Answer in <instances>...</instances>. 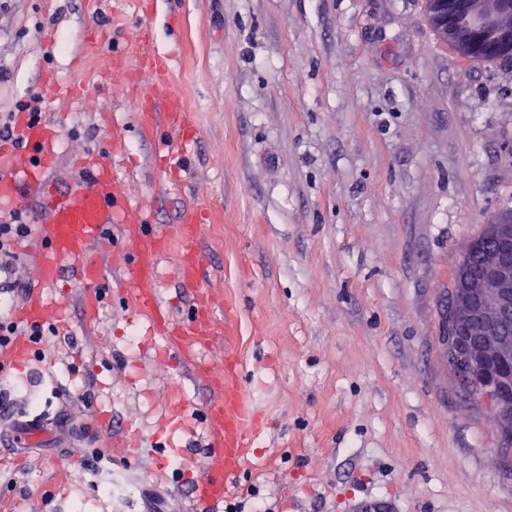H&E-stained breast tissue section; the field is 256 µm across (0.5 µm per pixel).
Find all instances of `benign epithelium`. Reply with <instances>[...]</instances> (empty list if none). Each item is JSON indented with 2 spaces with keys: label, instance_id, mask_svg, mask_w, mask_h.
Here are the masks:
<instances>
[{
  "label": "benign epithelium",
  "instance_id": "7a95c632",
  "mask_svg": "<svg viewBox=\"0 0 512 512\" xmlns=\"http://www.w3.org/2000/svg\"><path fill=\"white\" fill-rule=\"evenodd\" d=\"M430 19L466 55L512 53V0H429ZM512 209L469 245L448 283L443 336L448 364L468 396L492 410L512 436Z\"/></svg>",
  "mask_w": 512,
  "mask_h": 512
}]
</instances>
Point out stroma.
Here are the masks:
<instances>
[{"label": "stroma", "mask_w": 512, "mask_h": 512, "mask_svg": "<svg viewBox=\"0 0 512 512\" xmlns=\"http://www.w3.org/2000/svg\"><path fill=\"white\" fill-rule=\"evenodd\" d=\"M154 53L194 123L180 190L136 125L131 76ZM22 104L63 126L61 190L90 155L113 160L157 229L203 210L201 286L219 300L206 359L239 360L268 423L229 496L242 512H512V447L439 340L451 270L512 208V62L460 57L425 0H0V113ZM68 286L70 319L31 366L0 356L9 419L49 432L33 461H0V498L11 512H225L153 485L149 458L113 464L124 424L151 444L173 391L195 421L208 392L158 367L113 281L92 326ZM61 454L58 493L44 463Z\"/></svg>", "instance_id": "35a3bbf8"}]
</instances>
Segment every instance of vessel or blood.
<instances>
[{
  "instance_id": "obj_1",
  "label": "vessel or blood",
  "mask_w": 512,
  "mask_h": 512,
  "mask_svg": "<svg viewBox=\"0 0 512 512\" xmlns=\"http://www.w3.org/2000/svg\"><path fill=\"white\" fill-rule=\"evenodd\" d=\"M167 67L164 56L154 54L147 58L145 68L152 81L150 104L137 114V124L143 132L153 135L165 127L175 130V140L162 143L166 155L176 146L188 149L192 141L191 121L182 99L168 86ZM16 124L27 148L15 150L0 144V209L23 204V186L41 183L45 172L55 164L62 138L58 124L43 121L32 125L22 112L17 114ZM80 165L88 173L81 185L66 194L51 188L46 191L45 218L37 232L44 245L39 257V278L45 285H54L60 279L64 261L75 262L76 276L86 287L82 300L84 321L90 326L97 323L102 297L96 285L103 270L88 261L87 255L101 241L105 225L121 220L123 239L113 243L112 259L128 271L130 285L122 290L123 304L132 318L146 322L151 331L163 333L165 344L158 350L159 357L191 370L209 393L202 408L210 425L203 452L196 454L186 448L182 439L188 430L185 412L172 409L156 432L153 479L163 480L171 457H179L182 466L177 475L192 487L195 497L205 503L222 504L254 453L260 422L251 399L237 380L236 358L227 357L225 368L219 371L211 370L201 358L217 324L213 298L200 286L198 212L193 206H186L171 228L148 230L131 197L121 188L112 164L85 157ZM172 250L177 253L178 279L190 295L192 314L187 318L163 305L155 291L145 285L156 274L159 259ZM57 313L52 301L32 294L19 305L15 317L21 322L38 323ZM44 435V426L38 420L0 430V440L6 441L19 457Z\"/></svg>"
}]
</instances>
